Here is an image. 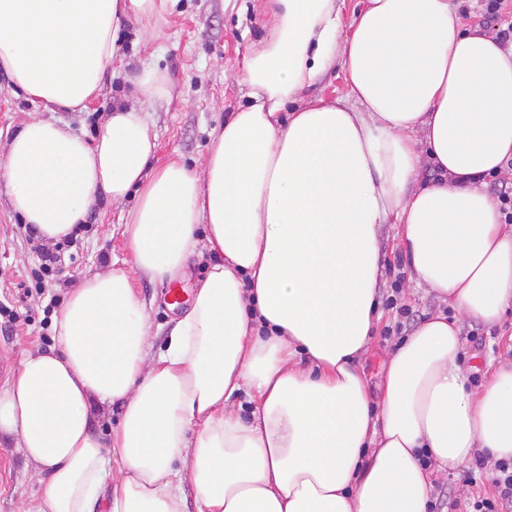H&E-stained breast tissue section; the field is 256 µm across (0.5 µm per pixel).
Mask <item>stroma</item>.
Listing matches in <instances>:
<instances>
[{"instance_id":"stroma-1","label":"stroma","mask_w":512,"mask_h":512,"mask_svg":"<svg viewBox=\"0 0 512 512\" xmlns=\"http://www.w3.org/2000/svg\"><path fill=\"white\" fill-rule=\"evenodd\" d=\"M261 0H172L166 12L130 21L119 32L124 64L106 70L98 98L83 112H49L17 90L7 73L0 71V166L6 147L14 135L32 118L38 117L68 125L86 140L97 137L115 105H132L147 112L150 132L157 149L154 168L177 160L189 169L202 171L212 144V133L220 129L229 112L247 101L248 89L234 75V65L248 48L268 37ZM150 67L172 80L171 94L163 100L132 95L128 73ZM125 214L103 203L93 210L80 246L66 260L63 277L81 282L104 267L106 258H127L123 235ZM28 225L14 211L7 189L0 182V303L17 311L20 321L13 328L0 330V358L8 357L9 371H0V387L12 378L22 357L55 343L53 319L58 308H46L36 294H25L21 284L30 280L39 261L32 249ZM211 255L192 258L185 280H154L135 274L140 299L153 322L152 349L164 348L170 330L181 317L184 304H172L169 290L189 293L205 276ZM399 317L383 306L373 329L370 351L360 360L359 369L372 395H379L385 373V352L402 341L396 333ZM461 360L469 368L474 391H482L502 356H512V307L499 321L490 324L471 319L462 327ZM473 482H466V474ZM450 496L444 512H468L474 497L494 492L487 471L459 467L439 477ZM43 485L39 476L25 466L9 441L0 442V512H32Z\"/></svg>"}]
</instances>
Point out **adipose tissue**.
<instances>
[{
	"label": "adipose tissue",
	"instance_id": "ef3b65f1",
	"mask_svg": "<svg viewBox=\"0 0 512 512\" xmlns=\"http://www.w3.org/2000/svg\"><path fill=\"white\" fill-rule=\"evenodd\" d=\"M168 2L0 0V68L47 111H85L122 22ZM264 13L269 36L238 69L248 102L202 172L147 175L156 139L132 105L92 141L33 119L8 146L0 179L37 238L133 194L134 267L172 280L197 248L216 257L165 349L151 353L115 263L69 293L55 345L0 390V438L45 483L35 512H186L187 479L197 512H426L433 478L512 460V358L472 391L458 320L436 313L390 351L379 399L358 370L382 224H399L411 282L460 317L492 323L512 303V225L482 183L512 157V49L464 31L453 0H367L347 28L337 0ZM337 58L348 95L298 103Z\"/></svg>",
	"mask_w": 512,
	"mask_h": 512
}]
</instances>
